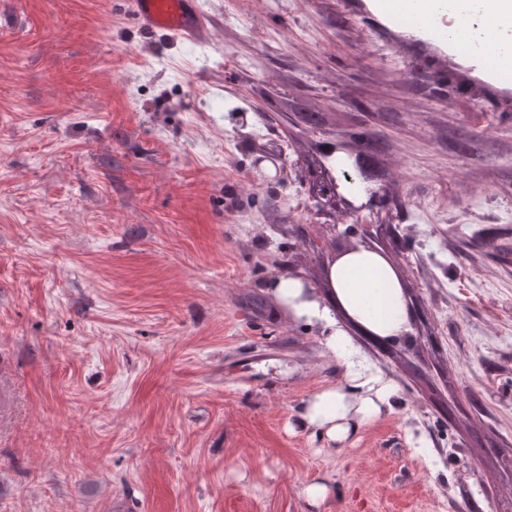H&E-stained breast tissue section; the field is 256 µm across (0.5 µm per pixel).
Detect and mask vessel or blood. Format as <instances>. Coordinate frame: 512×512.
Returning a JSON list of instances; mask_svg holds the SVG:
<instances>
[{"mask_svg": "<svg viewBox=\"0 0 512 512\" xmlns=\"http://www.w3.org/2000/svg\"><path fill=\"white\" fill-rule=\"evenodd\" d=\"M428 23L411 25L413 33L449 62H462L468 69L504 90L512 89V78H506L491 67L478 53H464L451 26L453 20L463 19L471 10H479L484 22L496 29L502 39L512 40V0H455L452 10H444L443 0H425ZM134 16L138 24L152 31H164L193 41L205 34L208 15L198 0H135Z\"/></svg>", "mask_w": 512, "mask_h": 512, "instance_id": "obj_1", "label": "vessel or blood"}]
</instances>
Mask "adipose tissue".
Masks as SVG:
<instances>
[{"label":"adipose tissue","mask_w":512,"mask_h":512,"mask_svg":"<svg viewBox=\"0 0 512 512\" xmlns=\"http://www.w3.org/2000/svg\"><path fill=\"white\" fill-rule=\"evenodd\" d=\"M328 277L331 293L326 300L303 277L288 273L279 275L270 291L294 317L321 327L324 346L343 369L341 382L313 394L297 419L300 428L342 444L383 414L395 413L397 390L371 370L349 335L337 327L333 308H341L382 339L407 333L409 317L394 266L373 249L358 245L344 252L332 263Z\"/></svg>","instance_id":"adipose-tissue-1"}]
</instances>
